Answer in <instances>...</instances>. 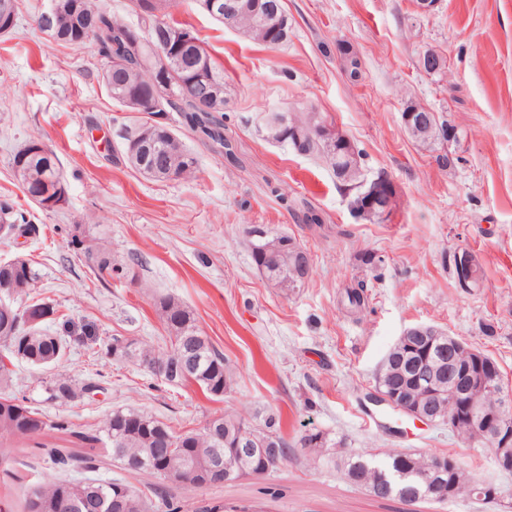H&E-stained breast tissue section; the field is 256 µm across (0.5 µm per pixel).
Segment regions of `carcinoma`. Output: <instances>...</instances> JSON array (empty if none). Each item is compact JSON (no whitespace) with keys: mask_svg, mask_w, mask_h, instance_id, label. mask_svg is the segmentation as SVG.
<instances>
[{"mask_svg":"<svg viewBox=\"0 0 512 512\" xmlns=\"http://www.w3.org/2000/svg\"><path fill=\"white\" fill-rule=\"evenodd\" d=\"M132 9L140 19L138 26H129L112 17L96 0H59L53 20L57 31V42L77 43V30L90 41L100 60L104 61L101 79L113 100L135 111L131 100L157 101L162 109L179 113L182 124L206 140L231 153V144L224 139V112L230 98L224 91V67L217 63L204 42L187 24L168 21L167 11L179 4V0H130ZM212 19L224 23V0H190ZM239 10L236 30L255 42L267 47L278 48L288 42L291 27L281 0H235ZM178 30L185 38L183 67L173 69L167 81L156 78V67L160 54L165 52L167 36ZM268 137L278 143L288 144L294 151L323 159L336 176V187L347 195H356V185L364 174L363 153L351 140H345L331 152L321 147L318 133L298 138L288 135V116L278 112L266 121ZM170 157V168L153 177L155 181L178 179V174L187 165H197L198 158L186 148L177 134L166 125H160L155 139L144 145L136 154L127 155L131 165L142 171L151 166L159 157ZM13 166L21 183L39 182L45 178L64 176L47 147L41 153L30 155L24 151L13 157ZM17 227L22 234H34L37 227L27 219L24 212L15 209L9 200L0 201V225ZM259 228L248 230L249 248L257 271L275 285L286 288L294 278V271L283 261L275 262L271 253L264 250L265 239L258 235ZM90 235L85 228L75 225L70 232L69 244L82 253L85 262L97 280H133L134 266L112 259V252L105 247L88 242ZM36 273L30 261L22 256L0 263V285L8 283V291L20 299L29 293ZM368 283L359 279L346 286L343 304L351 313L366 308ZM156 310L167 333L181 339L196 341L201 361L194 374L195 384L211 400L219 401L224 393L231 390L233 376L227 366L224 354L219 352L204 336L196 324L193 311L172 296H161L155 302ZM58 313L55 304L43 299L31 300L22 307L0 312V346L9 355L30 365L50 369L66 355L69 338L75 334L69 321L61 322L63 334L48 333L47 320ZM448 341L446 336L434 338ZM432 338L414 341L413 348L405 355V361H422L429 355ZM140 353L154 356L158 368L151 373L158 379L171 384L185 385L180 378L179 364L175 358L176 349L149 343H138ZM441 374L431 380L424 378L414 384V396L433 402L440 423L462 440L475 438L468 423L458 419L462 411L460 402L448 394V365L439 367ZM407 373L401 360L395 367L379 373L376 383L382 389L409 382L403 377ZM14 371L0 362V467L4 474L22 489L21 507L14 505L11 494L0 490V512H56L54 502L45 495L54 492L62 502L74 500L77 506L73 512H112L114 498L127 502L126 512H192V508L174 502L163 496V487L168 484H189L206 487L218 479L203 465L200 451L195 448L206 443L208 429H215L218 439L206 453L224 457L226 465L256 474L270 471L299 455L308 465L318 467L329 458L328 450L336 442L322 432L301 436L290 444L284 436L282 416L271 412L264 419L263 427L251 426L241 414L226 411L205 419L198 429L181 432L173 430L167 423L135 410H114L99 422L96 432L86 434L75 425L61 420H52L28 399L9 394ZM98 388L92 378L73 380L52 378L45 382L46 402L73 401L85 393ZM250 432L274 448L278 462H266L261 457L240 458L236 454L237 440ZM70 435L89 445L79 455V461L88 469L96 466L97 447L110 450L112 459L126 472H136L133 463L117 456L116 449L125 440H131L128 450L140 453L152 461L154 476L158 483L144 491L130 483L112 479L59 480L54 477L28 478V475L11 468L12 455L20 450L23 442H32L37 448L45 447L42 439L55 434ZM435 453H412L393 451L377 458L375 454L354 453L343 459L342 474L351 485L364 490L368 495L381 499H396L414 504L435 502L433 492L435 473L431 461ZM450 465L443 479L448 486V500L473 498L483 505L495 503L502 490L492 482L480 483L467 473L459 461L450 455L444 456Z\"/></svg>","mask_w":512,"mask_h":512,"instance_id":"carcinoma-1","label":"carcinoma"}]
</instances>
